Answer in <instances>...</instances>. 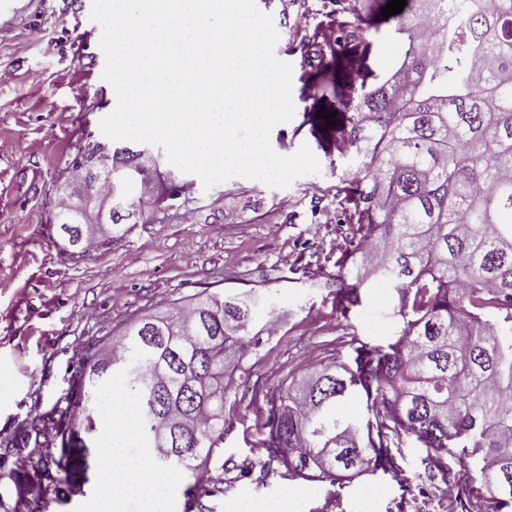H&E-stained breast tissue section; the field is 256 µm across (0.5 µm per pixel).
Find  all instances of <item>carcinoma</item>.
<instances>
[{
  "instance_id": "cac0c4a2",
  "label": "carcinoma",
  "mask_w": 512,
  "mask_h": 512,
  "mask_svg": "<svg viewBox=\"0 0 512 512\" xmlns=\"http://www.w3.org/2000/svg\"><path fill=\"white\" fill-rule=\"evenodd\" d=\"M329 2L353 50L336 60L372 78L355 111L336 113V152L352 161L336 196L353 205L347 221L359 237L336 262V309L360 304L369 268L398 293L404 326L273 393L265 464L333 485L378 472L406 483L398 445L407 436L437 468L445 454L465 464L463 502L512 512V0H483L477 11L465 0H406L375 24L356 0ZM392 20L406 41L398 67L381 76L368 66L366 30ZM110 149L112 223L56 224L74 257L152 205L138 148ZM250 312L235 296L203 294L172 319L142 315L115 342L120 357L88 354L59 418L58 463L72 482L87 480L97 391L119 374L153 461L189 480L186 496L207 494L194 478L199 463L223 457L224 398ZM356 396L371 418L346 411Z\"/></svg>"
}]
</instances>
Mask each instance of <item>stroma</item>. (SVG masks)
Here are the masks:
<instances>
[{
	"instance_id": "stroma-1",
	"label": "stroma",
	"mask_w": 512,
	"mask_h": 512,
	"mask_svg": "<svg viewBox=\"0 0 512 512\" xmlns=\"http://www.w3.org/2000/svg\"><path fill=\"white\" fill-rule=\"evenodd\" d=\"M279 35L274 53L292 67L294 116L275 125L279 155L309 146L320 171L272 188L232 177L199 186L161 159L162 184L194 183L190 195L158 196L141 224L111 245L70 258L53 228V189L77 154L103 140L100 122L116 107L104 79L102 29L92 0H5L0 8V512H96L116 496L119 512H148L146 501L115 492L97 445L86 483L71 482L56 464L57 411L89 347H111L143 313L169 314L205 293L252 296L250 345L224 402V483L188 499L186 484L165 476L164 512H271L283 498L292 512H461L448 486L456 459L426 473L425 449L404 440L401 465L412 481L400 489L372 476L379 494L360 500V480L344 485L294 479L280 467L262 472L269 397L319 363L348 360L360 340L387 343L400 333L394 288L370 277L361 304L336 310V263L356 241L336 196L344 162L311 133L320 108L337 111L344 77L323 65L336 18L324 0H256ZM375 73L397 67L403 43L393 25L369 30ZM316 275L306 279L303 267Z\"/></svg>"
}]
</instances>
